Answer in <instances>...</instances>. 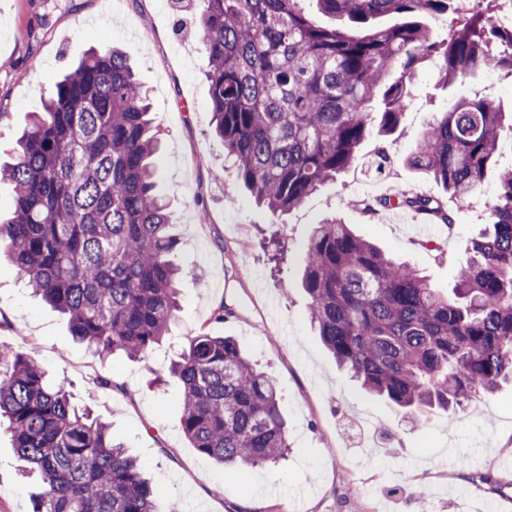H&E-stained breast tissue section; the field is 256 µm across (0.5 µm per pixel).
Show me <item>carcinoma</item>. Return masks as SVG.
I'll list each match as a JSON object with an SVG mask.
<instances>
[{
    "mask_svg": "<svg viewBox=\"0 0 512 512\" xmlns=\"http://www.w3.org/2000/svg\"><path fill=\"white\" fill-rule=\"evenodd\" d=\"M340 21L324 26L318 16ZM448 16L434 33L428 18ZM398 22L364 27L383 17ZM212 125L237 176L277 215L300 207L358 161L370 135L399 126L419 64L450 87L488 70L512 76V26L460 0H200ZM54 82L0 181L13 210L0 252L102 356L144 358L177 318L180 241L157 192L158 134L129 55L102 38ZM512 122L485 99L460 98L427 124L408 163L465 199L496 165ZM427 213L417 193L375 205ZM309 318L337 365L414 419L465 410L512 380V166L497 172L490 222L444 294L332 218L305 252ZM191 446L238 474L288 452L274 378L231 336L199 332L170 369ZM39 478L33 512H155L160 489L107 425L75 408L31 355L0 348V424Z\"/></svg>",
    "mask_w": 512,
    "mask_h": 512,
    "instance_id": "carcinoma-1",
    "label": "carcinoma"
}]
</instances>
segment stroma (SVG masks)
I'll use <instances>...</instances> for the list:
<instances>
[{
    "instance_id": "stroma-1",
    "label": "stroma",
    "mask_w": 512,
    "mask_h": 512,
    "mask_svg": "<svg viewBox=\"0 0 512 512\" xmlns=\"http://www.w3.org/2000/svg\"><path fill=\"white\" fill-rule=\"evenodd\" d=\"M180 15L160 0H0V156L13 146L51 83L89 49L92 35L132 55L161 130L160 187L171 194L176 255L184 270L180 312L146 359L100 357L74 338L65 317L33 297L8 263L0 264V346L29 352L51 380L67 381L73 401L109 425L162 489L157 512H512V384L473 399L468 410L413 420L367 395L340 370L308 318L304 251L316 224H349L388 256L407 261L442 290L471 239L486 224L497 191L487 173L470 203L456 204L453 227L416 229L407 209L370 213L361 202L363 161L379 147L392 159L380 195L413 192L447 201L434 180L404 162L436 113L480 94L512 113V80L496 72L452 88L434 62L419 67L400 126L370 137L361 164L306 203L274 216L239 180L211 127L207 56L200 38L178 33ZM285 240L282 266L269 238ZM249 241L241 251L240 241ZM231 316L218 315L220 306ZM232 336L256 367L272 375L290 451L271 467L224 473L192 448L181 428L180 386L160 383L190 336ZM102 377L113 386L99 385ZM11 436L0 432V512H32L34 479L20 473ZM426 502L413 499L416 484Z\"/></svg>"
}]
</instances>
